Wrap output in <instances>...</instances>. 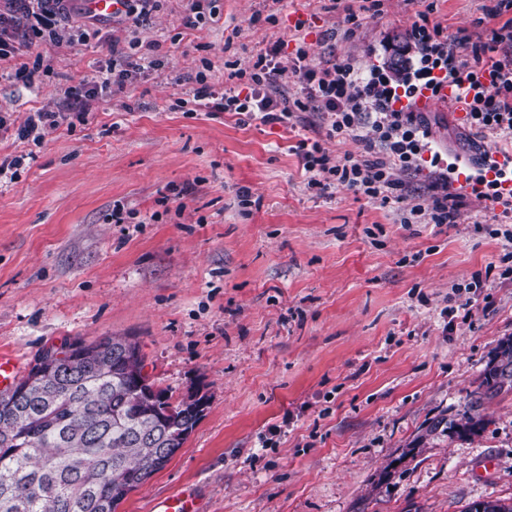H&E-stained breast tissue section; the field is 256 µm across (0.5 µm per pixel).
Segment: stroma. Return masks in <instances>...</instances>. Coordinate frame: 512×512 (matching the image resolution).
<instances>
[{
	"label": "stroma",
	"mask_w": 512,
	"mask_h": 512,
	"mask_svg": "<svg viewBox=\"0 0 512 512\" xmlns=\"http://www.w3.org/2000/svg\"><path fill=\"white\" fill-rule=\"evenodd\" d=\"M487 3L386 0L343 40L329 35L345 16L332 0H280L273 24L255 19L266 0H219L218 17L193 27L189 0H162L139 28L161 67L39 146L0 133V156H27L0 181V352L26 369L51 345L131 336L157 387L208 399L183 447L117 512H156L182 490L201 512H462L512 499V391L471 399L512 337L501 275L512 241L490 203L470 199L456 224H404L401 204L307 190L301 139L336 156L358 149L317 114L243 125L176 105L205 59L219 92L225 61L248 64L280 39L303 38L310 65H383L419 11L462 37L497 27ZM74 30L71 46L37 38L0 60V113L20 122L61 105L129 40L108 16L75 15ZM38 56L34 83L15 79ZM428 117L449 161L476 159L450 105ZM243 188L255 206L241 205ZM118 205L147 223H113ZM468 414L479 433L459 431Z\"/></svg>",
	"instance_id": "obj_1"
}]
</instances>
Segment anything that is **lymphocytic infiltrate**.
I'll return each mask as SVG.
<instances>
[{
    "label": "lymphocytic infiltrate",
    "mask_w": 512,
    "mask_h": 512,
    "mask_svg": "<svg viewBox=\"0 0 512 512\" xmlns=\"http://www.w3.org/2000/svg\"><path fill=\"white\" fill-rule=\"evenodd\" d=\"M74 12L75 0H0V59L29 46L35 36L61 42L72 28ZM488 12L501 18V26L483 37L453 40L428 12H419L410 33L413 55L398 75L379 65L360 68L350 58L308 66L305 49H297L291 60L274 44L258 53L250 68L230 72L240 84L236 90L216 93L207 75L211 65L203 63L194 76L193 98L211 100L213 110L238 115L245 124H287L298 113H317L328 137L353 139L361 151L334 157L319 141L301 140L297 151L307 189L323 193L344 185L383 204L408 198L412 204L403 212V223L455 224L467 205L453 188L456 167L433 151L429 119L413 104L420 89L436 94L442 85H452L467 107L469 130L512 141V0H495ZM137 74L126 55L113 53L105 69L67 91L64 108L42 106L19 125L0 113V131L10 129L19 141L41 144L60 127L85 122L90 100L107 88L124 90ZM288 75L296 77L301 97L275 93ZM424 169L429 172L426 184L409 189L404 175Z\"/></svg>",
    "instance_id": "lymphocytic-infiltrate-1"
}]
</instances>
